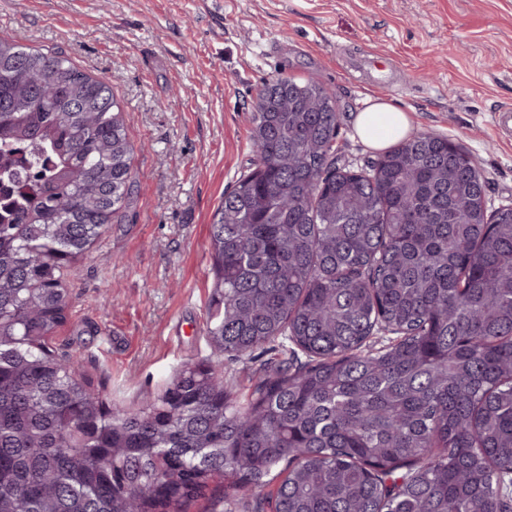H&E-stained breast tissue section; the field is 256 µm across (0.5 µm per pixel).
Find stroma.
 <instances>
[{
  "mask_svg": "<svg viewBox=\"0 0 512 512\" xmlns=\"http://www.w3.org/2000/svg\"><path fill=\"white\" fill-rule=\"evenodd\" d=\"M0 36L66 54L106 79L125 111L133 202L68 272L70 318L53 339L112 405L137 408L213 354L208 226L252 167L267 81L334 91L340 164L375 157L354 122L377 94L471 154L491 208L512 206V138L492 124L512 105V0H0ZM376 55L401 91L378 82ZM266 360L225 358L238 399Z\"/></svg>",
  "mask_w": 512,
  "mask_h": 512,
  "instance_id": "stroma-1",
  "label": "stroma"
}]
</instances>
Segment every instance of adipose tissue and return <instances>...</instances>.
I'll return each mask as SVG.
<instances>
[{"mask_svg":"<svg viewBox=\"0 0 512 512\" xmlns=\"http://www.w3.org/2000/svg\"><path fill=\"white\" fill-rule=\"evenodd\" d=\"M413 129L410 114L380 96L368 97L366 108L355 119L356 134L379 151L407 137Z\"/></svg>","mask_w":512,"mask_h":512,"instance_id":"ef3b65f1","label":"adipose tissue"}]
</instances>
